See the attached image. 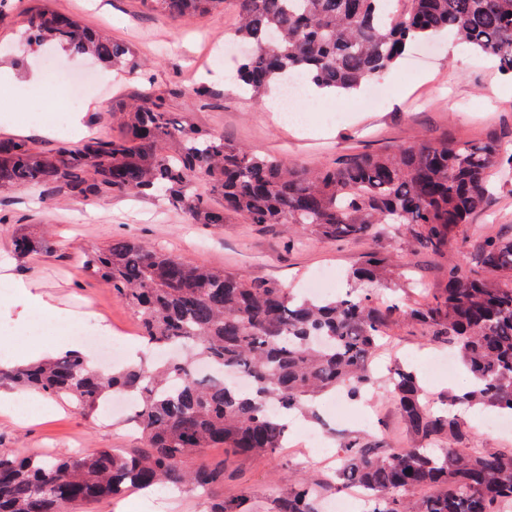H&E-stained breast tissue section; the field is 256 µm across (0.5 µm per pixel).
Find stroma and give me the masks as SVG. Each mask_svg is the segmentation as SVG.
<instances>
[{
  "label": "stroma",
  "instance_id": "obj_1",
  "mask_svg": "<svg viewBox=\"0 0 512 512\" xmlns=\"http://www.w3.org/2000/svg\"><path fill=\"white\" fill-rule=\"evenodd\" d=\"M76 17L85 27L102 31L114 41L131 46L141 65L139 77L111 76L109 68L95 66L92 87L79 108L84 133L61 135L53 121L38 116L45 97L43 84L21 81L0 86V99L12 105L0 112V131L15 124L16 113H34L28 121L27 140L53 152L75 148L89 137H107L117 130L115 112L123 102L149 92L165 99L169 112L187 117L202 130H216L226 140L258 154H271L287 163L328 166L365 152H385L419 138L430 141L480 143L490 139L512 143V76L504 74L496 59L474 53L468 46L439 40L410 48L381 77L389 95L367 104L365 92L325 103L305 96L298 106L304 126L289 124L265 108L264 98L228 90L247 53L245 46L225 47L224 41L238 21L236 0L206 18L172 19L147 9L142 0H7L0 7V66L22 73L31 55L45 56L44 47L31 44L25 17L35 8ZM69 70L84 72L82 56L60 50L50 52ZM207 83L212 93L199 100L195 83ZM343 118L329 124L325 113ZM466 242L435 255L413 250L396 236L331 242L309 235L304 245L289 244L282 224H248L230 218L224 228L191 223L181 211L163 201L131 194H112L79 201L65 193L41 189L0 190V262L9 263L12 278L0 283V336L9 347L32 345L43 355L60 349L55 341L32 328L35 308L25 295L34 293L70 311L76 327L91 326L100 336L137 338V316L111 288L90 279L83 269L87 253L106 248L113 239L135 238L187 257L224 268L247 279H269L300 289L315 273L331 274L337 289L349 288V272L362 256L382 251L392 259V274L376 286L379 300H397L413 307L441 293L451 266L471 263L482 235L512 236V171L496 170L489 176V193L471 224ZM49 233L56 252L30 258L17 256L12 247L16 230ZM95 319H88V312ZM446 342L425 336L412 320L399 318L374 358L375 364L413 356L420 368L425 360L447 354ZM8 408L0 410V454H39L48 458L68 453L91 454L102 448H139V434L123 424L122 414L88 415L65 405L63 413L44 415L40 409L14 398L9 387ZM374 422L357 416L364 404L347 400L343 416L323 415L320 424L299 418L289 428V449L261 457H238L229 465L223 495L231 499L247 493L267 512L273 492L284 490L288 472L304 475L322 485L323 498L344 495L334 472L340 464L341 443L350 437H382L396 447L412 443L395 402L378 393L372 400ZM465 432L472 444L491 450L512 449V432L488 428L495 413L460 407ZM316 427L324 439L323 451L307 448L301 432ZM207 502L187 488L162 492L160 503L140 492L105 499L89 512H205Z\"/></svg>",
  "mask_w": 512,
  "mask_h": 512
}]
</instances>
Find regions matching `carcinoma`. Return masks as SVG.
Instances as JSON below:
<instances>
[{"label":"carcinoma","instance_id":"1","mask_svg":"<svg viewBox=\"0 0 512 512\" xmlns=\"http://www.w3.org/2000/svg\"><path fill=\"white\" fill-rule=\"evenodd\" d=\"M171 18L202 19L224 0H143ZM234 37L253 46L237 78L260 96L293 75L346 95L390 68L407 44L446 33L498 60L512 76V0H236ZM34 44L53 43L137 73L133 48L75 18L38 9L26 18ZM118 134L45 152L0 139V189L59 188L76 199L133 193L160 197L195 224L222 228L227 215L249 224H285L330 241L401 234L436 254L467 237L483 206L492 169H512V148L421 142L358 154L326 168L285 164L230 143L215 131L178 121L159 97L144 92L118 108ZM222 199L211 205L200 183ZM48 235L17 234L14 252H53ZM472 276L448 269L443 292L409 309L430 336L456 349L473 378L456 405H483L512 416V237L487 236ZM371 252L353 269L356 286L332 299L292 295L275 281L243 280L147 244L115 239L87 255L88 274L137 316L149 346L186 349L161 365L140 362L108 370L81 354L58 355L25 368L0 369V384L65 398L97 411L126 393L137 408L126 419L144 441L133 454L102 449L55 459L0 455V512H70L80 504L190 487L210 497L208 512H260L252 497L224 499V463L208 448L272 455L284 446L288 417L311 411L316 397L347 390L359 398L379 387L394 399L415 439L412 448L348 438L337 479L370 497L368 512H504L512 504V450L464 444L455 414L433 409L416 372L394 364L382 380L371 364L397 303L382 306L367 285L389 270ZM243 372L244 392L224 379ZM319 490L299 476L267 512H318Z\"/></svg>","mask_w":512,"mask_h":512}]
</instances>
